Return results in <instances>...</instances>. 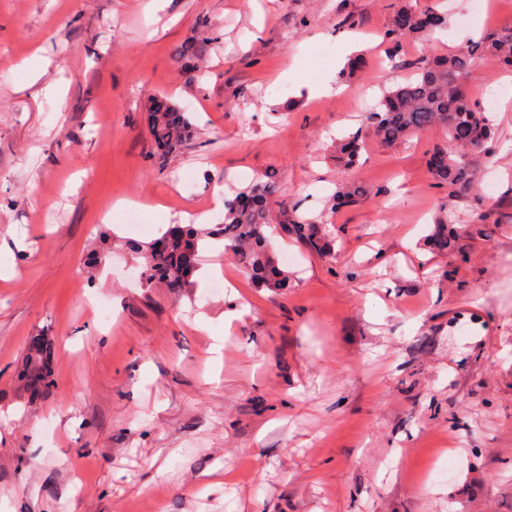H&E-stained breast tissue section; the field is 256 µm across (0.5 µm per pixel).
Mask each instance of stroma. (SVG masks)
Here are the masks:
<instances>
[{
    "label": "stroma",
    "mask_w": 512,
    "mask_h": 512,
    "mask_svg": "<svg viewBox=\"0 0 512 512\" xmlns=\"http://www.w3.org/2000/svg\"><path fill=\"white\" fill-rule=\"evenodd\" d=\"M400 5L0 0V512H512V72L483 56L463 81L496 95L474 192L433 178L439 130L336 161L380 88L512 14L452 0L446 29L395 49ZM202 19L219 40L189 72L177 50ZM39 51L36 78L20 63ZM329 80L344 92L310 99ZM155 96L193 125L163 165ZM267 173L277 217L325 225L330 255L276 234L286 290L223 254L202 258L232 280L223 294L206 278L177 304L142 287L135 248L167 228L156 207L177 221ZM346 181L368 198L327 208ZM444 206L448 253L430 242ZM43 340L52 384L34 394Z\"/></svg>",
    "instance_id": "obj_1"
}]
</instances>
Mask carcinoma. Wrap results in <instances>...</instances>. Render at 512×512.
<instances>
[{"instance_id":"cac0c4a2","label":"carcinoma","mask_w":512,"mask_h":512,"mask_svg":"<svg viewBox=\"0 0 512 512\" xmlns=\"http://www.w3.org/2000/svg\"><path fill=\"white\" fill-rule=\"evenodd\" d=\"M433 11L417 10L412 0L396 12L397 22L391 26L388 37L393 47L410 36L428 35L446 25V18L438 14L430 22ZM483 54H492L512 68V26L504 27L473 41L456 53L415 63L412 78L383 92L378 106L364 117V127L343 139L337 146V158L349 166L360 157L370 134L382 142L396 144L414 134H423L440 127L445 130L446 145L436 147L432 171L440 184L448 186L453 197L474 186L476 170L465 156L452 149L462 147L479 153L493 137L492 125L480 106L466 95L460 77L470 74L473 60ZM192 132V125L177 106L163 113L152 130L156 145L168 154L182 147ZM278 191L273 177L264 175L232 200L224 203V221L211 228L196 224L180 225L179 235L167 228L162 237L168 245L153 250L151 244L137 247L144 259L140 280L146 288L164 286L175 296L183 295L192 284L186 276L188 264H198L200 242L213 239L224 245V253L232 255L249 273L259 288L284 290L288 288V272L275 262L268 230L280 229L292 233L305 248L316 254L330 252L331 239L320 224L291 222L279 226L272 223V205ZM367 196V189L347 182L334 194L333 200L348 206ZM456 233L448 227V212L437 221L432 242L440 249L455 248ZM46 379L43 372V352L29 357L28 387L35 391Z\"/></svg>"}]
</instances>
